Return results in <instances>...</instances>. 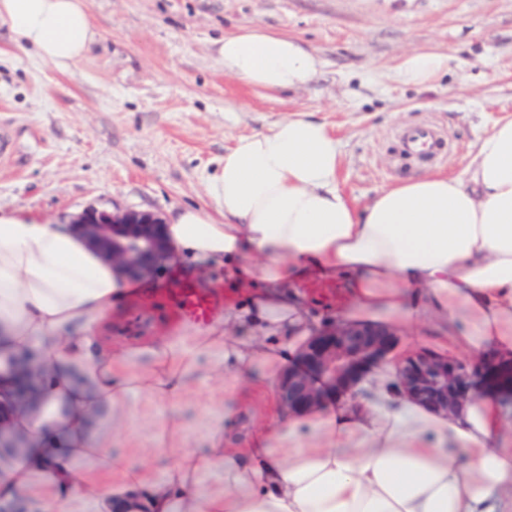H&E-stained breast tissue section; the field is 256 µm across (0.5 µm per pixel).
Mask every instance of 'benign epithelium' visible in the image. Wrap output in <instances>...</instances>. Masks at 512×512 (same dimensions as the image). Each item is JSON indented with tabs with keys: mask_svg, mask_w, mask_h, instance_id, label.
I'll use <instances>...</instances> for the list:
<instances>
[{
	"mask_svg": "<svg viewBox=\"0 0 512 512\" xmlns=\"http://www.w3.org/2000/svg\"><path fill=\"white\" fill-rule=\"evenodd\" d=\"M73 226L94 253L121 265L131 276L157 267L168 249L162 220L149 212L111 215L90 209ZM394 344V332L383 324H340L316 334L299 353L298 367L279 378L276 392L280 404L292 414L318 407L324 392L315 385L316 378L326 380L338 395L351 392L367 366L383 358ZM9 363L14 403L34 397L39 369L23 358ZM397 378L405 398L443 415L458 413L482 391L512 398V361L488 364L476 373L461 360L420 352L405 359ZM23 449L21 440L0 432V463Z\"/></svg>",
	"mask_w": 512,
	"mask_h": 512,
	"instance_id": "benign-epithelium-1",
	"label": "benign epithelium"
}]
</instances>
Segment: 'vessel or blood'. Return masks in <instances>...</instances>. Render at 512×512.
Segmentation results:
<instances>
[{"label": "vessel or blood", "mask_w": 512, "mask_h": 512, "mask_svg": "<svg viewBox=\"0 0 512 512\" xmlns=\"http://www.w3.org/2000/svg\"><path fill=\"white\" fill-rule=\"evenodd\" d=\"M401 156L405 159L430 161L443 156L448 148L447 136L426 125L411 126L399 133ZM306 288L324 301L343 303L342 289L333 283L317 279L307 280ZM133 304L142 310L162 308L174 326H207L224 311L223 289L201 288L186 281H175L168 288L138 289Z\"/></svg>", "instance_id": "b4317fda"}]
</instances>
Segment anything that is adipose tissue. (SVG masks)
Segmentation results:
<instances>
[{
	"label": "adipose tissue",
	"instance_id": "adipose-tissue-1",
	"mask_svg": "<svg viewBox=\"0 0 512 512\" xmlns=\"http://www.w3.org/2000/svg\"><path fill=\"white\" fill-rule=\"evenodd\" d=\"M2 24L16 48L70 73L102 38L88 0H0ZM220 52L225 76L268 92L305 87L322 64L300 39L258 25L226 35ZM449 63L415 51L394 77L426 86ZM341 161L340 140L304 115L236 137L206 180L209 208L169 217L166 259L226 269L260 293L206 327L119 350L103 330L130 286L120 267L71 224L0 208V401L13 399L9 358L34 354L41 369L36 407L0 420L28 442L0 470V503L42 484L56 512L74 500L83 512H512V448L492 444L502 418L489 398L444 417L383 393L360 414L317 409L258 430L244 448L217 424L205 454L162 440L135 465L91 432L101 408L176 401L205 354L212 379L259 365L279 374L317 332L286 293L306 270L345 280L352 323L432 313L459 324L454 350L512 351V116L478 140L461 175L412 176L362 208L339 187ZM136 359L148 368L123 374Z\"/></svg>",
	"mask_w": 512,
	"mask_h": 512
}]
</instances>
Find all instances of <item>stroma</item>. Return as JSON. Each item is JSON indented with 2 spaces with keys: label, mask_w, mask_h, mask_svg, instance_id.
I'll list each match as a JSON object with an SVG mask.
<instances>
[{
  "label": "stroma",
  "mask_w": 512,
  "mask_h": 512,
  "mask_svg": "<svg viewBox=\"0 0 512 512\" xmlns=\"http://www.w3.org/2000/svg\"><path fill=\"white\" fill-rule=\"evenodd\" d=\"M88 2L104 38L72 74L16 49L0 29V127L10 139L0 156V206L52 223L88 209L165 218L177 207L207 206L206 178L234 138L293 114L326 123L341 140L340 186L362 206L404 177L460 174L477 139L512 115V0ZM254 25L298 37L319 55L322 68L307 87L264 92L225 76L221 40ZM421 49L450 56L448 73L427 87L398 83L402 57ZM423 123L447 133L450 150L427 164L401 160L397 132ZM169 329L165 310L126 301L111 340L134 344ZM392 329L394 348L345 399L353 410L376 388L393 389L406 357L451 354L452 325ZM266 382L259 370L232 391L201 378L176 405L143 398L130 414L95 416L93 428L133 463L173 420L199 451L207 427L228 413L242 442L286 417L271 407Z\"/></svg>",
  "instance_id": "1"
}]
</instances>
